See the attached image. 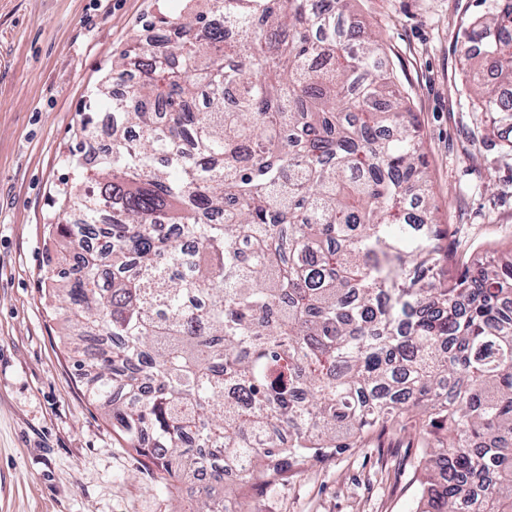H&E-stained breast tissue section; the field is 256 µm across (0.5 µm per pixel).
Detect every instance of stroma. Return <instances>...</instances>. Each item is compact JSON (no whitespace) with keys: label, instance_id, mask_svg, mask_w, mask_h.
Wrapping results in <instances>:
<instances>
[{"label":"stroma","instance_id":"obj_1","mask_svg":"<svg viewBox=\"0 0 512 512\" xmlns=\"http://www.w3.org/2000/svg\"><path fill=\"white\" fill-rule=\"evenodd\" d=\"M184 0H0V512H195L88 398L45 297L53 202L72 172L79 107L147 21ZM492 0H353L417 115L444 233L442 269L512 251V148L463 86L462 27ZM425 456L415 430L372 435L246 491L250 512H415Z\"/></svg>","mask_w":512,"mask_h":512}]
</instances>
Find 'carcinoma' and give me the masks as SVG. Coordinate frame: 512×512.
Segmentation results:
<instances>
[{
	"mask_svg": "<svg viewBox=\"0 0 512 512\" xmlns=\"http://www.w3.org/2000/svg\"><path fill=\"white\" fill-rule=\"evenodd\" d=\"M161 15L82 107L44 279L74 365L196 512L397 425L425 512H512V255L441 276L416 115L350 0ZM468 23L471 104L512 126V0ZM127 85L117 97L112 86ZM288 429V437L281 435Z\"/></svg>",
	"mask_w": 512,
	"mask_h": 512,
	"instance_id": "obj_1",
	"label": "carcinoma"
}]
</instances>
